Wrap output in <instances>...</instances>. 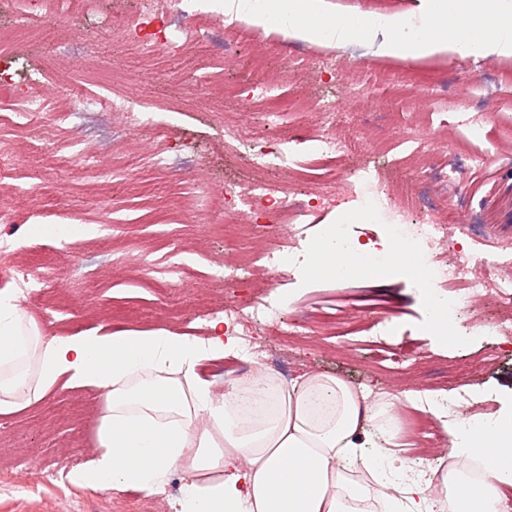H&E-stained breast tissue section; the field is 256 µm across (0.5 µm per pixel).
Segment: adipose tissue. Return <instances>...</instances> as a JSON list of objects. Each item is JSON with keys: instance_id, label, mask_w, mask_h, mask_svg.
Listing matches in <instances>:
<instances>
[{"instance_id": "ef3b65f1", "label": "adipose tissue", "mask_w": 512, "mask_h": 512, "mask_svg": "<svg viewBox=\"0 0 512 512\" xmlns=\"http://www.w3.org/2000/svg\"><path fill=\"white\" fill-rule=\"evenodd\" d=\"M193 9L332 50L366 44L387 59L512 58V0H416L403 13L348 15L333 0H193ZM301 270L339 284L429 276L412 242L392 236L376 253L334 224L321 229ZM211 329L204 343L165 329L50 336L14 292L0 291V414L26 408L60 382L104 391L101 453L69 480L153 495L182 462L188 478L175 512H362L370 492L344 474L354 465L375 477L386 512H439L430 481L413 478L412 462L393 444L394 403L323 373L284 382L259 370L251 381L270 403L243 407L234 391L215 392L197 373L236 347L222 322ZM448 434L451 457L484 461L491 476L458 484L455 499L468 512H497L499 487L512 486V413Z\"/></svg>"}]
</instances>
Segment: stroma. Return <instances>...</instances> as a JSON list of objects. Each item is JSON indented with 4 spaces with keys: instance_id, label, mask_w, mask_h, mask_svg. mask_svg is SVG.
<instances>
[{
    "instance_id": "35a3bbf8",
    "label": "stroma",
    "mask_w": 512,
    "mask_h": 512,
    "mask_svg": "<svg viewBox=\"0 0 512 512\" xmlns=\"http://www.w3.org/2000/svg\"><path fill=\"white\" fill-rule=\"evenodd\" d=\"M176 2L171 10L160 0H100L97 13L70 20L68 34L52 33L51 45L33 44L16 63L0 65V85L37 91L55 109L47 119L0 123V143L12 157L0 165V207L16 215L14 223H0V238L13 244L28 270L49 275V304L27 310L49 335L72 336L100 326L112 332L166 328L188 337L197 331L211 336L209 323L197 316L193 290L208 293L212 304H224V284L211 275L213 260L245 257L266 250L268 242L214 233L201 217L223 213L224 202L209 197L206 187L246 177L281 182L290 200L306 206L305 216L291 213L284 219L306 225L293 254H303L322 225L358 209L369 188L383 189L391 208H399L405 183L421 207L443 203L441 216L448 224L469 225L462 244L474 262L496 260L503 264L502 275L512 274L505 265L512 258V59L390 61L363 45L328 50L228 26L223 16L200 18L188 0ZM112 14L164 20L175 40L181 25L194 23L210 55L202 61L196 48L184 47L176 57L160 54L146 63L133 51L106 46L117 65L139 73L136 91L153 123L131 132L116 114L95 112L78 130L60 112L57 90L108 95L86 44L101 41V20ZM258 63L267 66L282 95L306 98L309 111L288 117L303 134L281 142L256 114L229 155L223 126L239 122L251 67ZM184 72L204 80L212 95L229 89L223 124L197 106L170 108ZM410 73H430L435 80L399 100L387 80ZM323 101L336 106L333 132L350 143L348 153L326 156L314 147L324 122L316 105ZM468 112L486 115L480 138H471L459 124ZM434 138L440 148L431 147ZM475 154L487 155V162L474 166ZM160 155L165 165H157ZM105 168L111 177H102ZM330 193L335 202L323 203ZM34 224H67L76 232L61 241L33 238ZM271 301L307 332L303 350L291 356L287 338L273 335L262 322L248 323L246 333L268 350L273 373L333 374L392 396L408 409L423 395L455 397V366L489 355L495 364L477 370L464 409L488 418L512 407V341L475 323L494 314L492 303L456 312L458 338L449 341L433 329L423 291L403 277L381 287L359 278L339 285L303 277L292 266L273 279ZM327 316L336 318L335 330L323 329ZM402 348L416 351L418 375L382 367L381 358ZM105 408L99 390L59 384L23 410L0 415V512H54L63 501L73 512H143L147 504L172 512L170 503L186 476L180 464L167 473L163 493L149 496L37 481L40 469L95 457Z\"/></svg>"
}]
</instances>
